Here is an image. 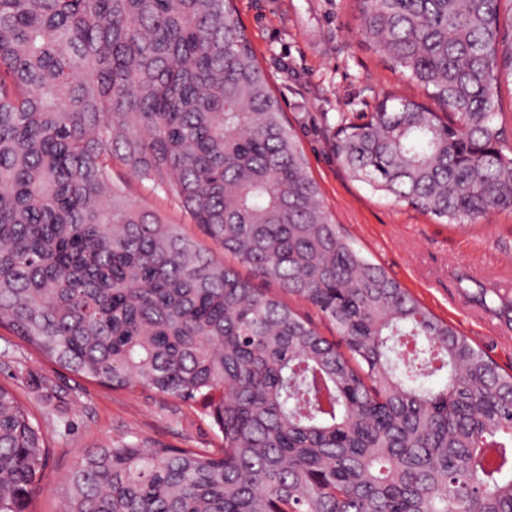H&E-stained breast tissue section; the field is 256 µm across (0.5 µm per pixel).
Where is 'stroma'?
Here are the masks:
<instances>
[{
    "label": "stroma",
    "instance_id": "obj_1",
    "mask_svg": "<svg viewBox=\"0 0 512 512\" xmlns=\"http://www.w3.org/2000/svg\"><path fill=\"white\" fill-rule=\"evenodd\" d=\"M360 0H234L237 17L295 129L333 219L361 254L384 268L427 310L452 325L512 373V332L453 307L455 272L483 280L512 276V211L458 225L422 213L352 180L336 157L342 125L373 111L384 95L426 101L422 87L367 47ZM0 384L40 422L50 448L42 490L29 512H56L67 474L90 448L121 438H151L173 448H215L199 407L141 389L114 390L74 374L0 327Z\"/></svg>",
    "mask_w": 512,
    "mask_h": 512
}]
</instances>
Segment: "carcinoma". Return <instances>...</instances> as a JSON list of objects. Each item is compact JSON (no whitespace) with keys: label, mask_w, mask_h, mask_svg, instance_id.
Instances as JSON below:
<instances>
[{"label":"carcinoma","mask_w":512,"mask_h":512,"mask_svg":"<svg viewBox=\"0 0 512 512\" xmlns=\"http://www.w3.org/2000/svg\"><path fill=\"white\" fill-rule=\"evenodd\" d=\"M502 2L363 3L365 43L443 111L383 97L336 136L350 177L450 224L512 209ZM117 167L251 277L130 199ZM472 297L512 318L497 289ZM2 324L218 430L219 448L85 451L62 512H512V373L332 221L232 0H0ZM47 454L0 386V512H25ZM255 283L259 286V288H268V292L271 295L280 297L281 299L290 303V305L297 310L300 314L307 316L312 320L318 331L325 337L330 340H339V337L336 335V330L331 326V324L321 317L318 312L312 308L310 305L297 301L293 297H288V294L283 293L280 288L276 284L264 285L259 281H255Z\"/></svg>","instance_id":"1"}]
</instances>
